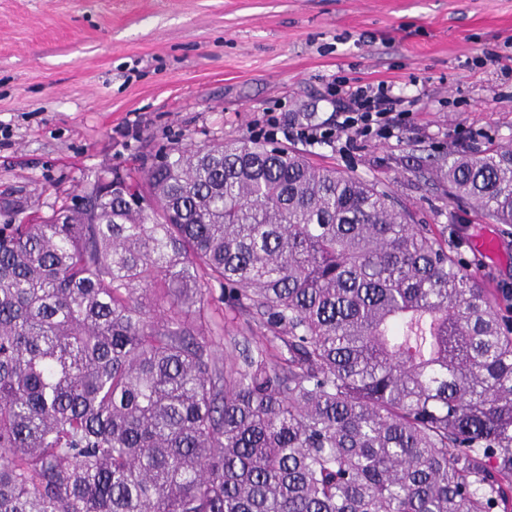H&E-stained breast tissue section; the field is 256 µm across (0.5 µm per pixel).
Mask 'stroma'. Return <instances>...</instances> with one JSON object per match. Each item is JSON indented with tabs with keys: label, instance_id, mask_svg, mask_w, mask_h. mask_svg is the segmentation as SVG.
Wrapping results in <instances>:
<instances>
[{
	"label": "stroma",
	"instance_id": "35a3bbf8",
	"mask_svg": "<svg viewBox=\"0 0 512 512\" xmlns=\"http://www.w3.org/2000/svg\"><path fill=\"white\" fill-rule=\"evenodd\" d=\"M512 0H0V199L14 223L73 205L99 173L162 150L247 136L262 112L331 125L337 78L391 83L412 115L394 137L285 140L385 187L414 223L512 306V227L478 218L434 169L512 147ZM495 238L496 259L472 251Z\"/></svg>",
	"mask_w": 512,
	"mask_h": 512
}]
</instances>
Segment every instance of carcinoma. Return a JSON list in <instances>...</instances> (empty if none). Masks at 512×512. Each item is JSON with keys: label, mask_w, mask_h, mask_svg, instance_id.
<instances>
[{"label": "carcinoma", "mask_w": 512, "mask_h": 512, "mask_svg": "<svg viewBox=\"0 0 512 512\" xmlns=\"http://www.w3.org/2000/svg\"><path fill=\"white\" fill-rule=\"evenodd\" d=\"M443 176L512 225L511 147ZM83 197L0 227V512H512V319L386 189L241 137ZM224 339L219 338V336H208L211 337L215 344V350L217 351L218 355L224 358V349L225 351H231L230 346L228 343V337L227 336H236L237 341H239V348L242 349L244 347V344H246L245 339L243 336H248L246 333H243L241 326L239 324L238 320H232L233 314H231L228 311H225V305H224ZM230 334V335H227ZM226 338V340H225Z\"/></svg>", "instance_id": "carcinoma-1"}]
</instances>
